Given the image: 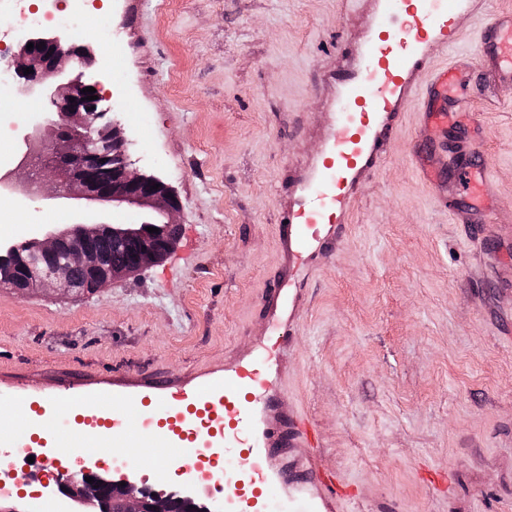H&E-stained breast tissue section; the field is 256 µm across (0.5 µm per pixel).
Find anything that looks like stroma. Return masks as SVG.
Here are the masks:
<instances>
[{"label": "stroma", "mask_w": 512, "mask_h": 512, "mask_svg": "<svg viewBox=\"0 0 512 512\" xmlns=\"http://www.w3.org/2000/svg\"><path fill=\"white\" fill-rule=\"evenodd\" d=\"M457 36L431 65L479 63L475 35L512 0H448ZM84 29L45 27L88 49L137 169L178 196L180 236L161 260L99 292L0 288V449L30 407L51 404L59 462L19 463L0 512H94L55 493L97 432L59 438L75 407L135 409L224 378V365L274 333L265 290L281 274L278 232L330 115L322 78L344 71L374 0H95ZM111 22L113 43L100 27ZM456 122L477 113L471 182L446 198L425 182L444 159L423 144L416 107L400 112L386 159L355 187L331 258L314 256L283 355L286 401L308 416L319 463L352 495L340 512H512V84L470 75ZM45 103L0 108V155ZM124 204L59 200L40 214L0 196V225L132 224ZM166 456L131 445L101 464L111 479L222 505L224 480L191 489Z\"/></svg>", "instance_id": "obj_1"}]
</instances>
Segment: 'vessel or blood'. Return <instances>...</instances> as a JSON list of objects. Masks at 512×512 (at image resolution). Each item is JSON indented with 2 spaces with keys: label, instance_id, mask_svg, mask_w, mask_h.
<instances>
[{
  "label": "vessel or blood",
  "instance_id": "vessel-or-blood-1",
  "mask_svg": "<svg viewBox=\"0 0 512 512\" xmlns=\"http://www.w3.org/2000/svg\"><path fill=\"white\" fill-rule=\"evenodd\" d=\"M372 32L358 53L356 67L339 76L340 95L330 106L331 122L320 161L298 182L296 205L283 217L280 243L285 272L268 289L269 312L281 326L291 325L296 301L309 275L315 252H328L341 237V217L349 208L355 186L375 168L386 152L392 121L410 103L420 105L427 140L442 139L448 114L455 111L462 90L458 69L431 70L420 47L427 38L448 39V9L442 0H379ZM486 71L512 74V14L490 18L477 34ZM430 69L425 88H416L413 72ZM289 342L282 334L263 343L258 354L243 356L224 366V381L190 392L172 402L158 403L154 420H169L188 411H216L224 417V432L209 445L224 451V512H243L244 501L278 496L288 483V472H272L270 456L284 448H306L307 482L322 496L325 512H334L340 499L333 477L318 466L313 448L320 442L310 420L281 399V356ZM140 453L157 448L176 453V439L157 441L144 430L122 432L113 427L96 453L108 454L120 442Z\"/></svg>",
  "mask_w": 512,
  "mask_h": 512
}]
</instances>
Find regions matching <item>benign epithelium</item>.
<instances>
[{
  "label": "benign epithelium",
  "instance_id": "obj_1",
  "mask_svg": "<svg viewBox=\"0 0 512 512\" xmlns=\"http://www.w3.org/2000/svg\"><path fill=\"white\" fill-rule=\"evenodd\" d=\"M33 43L27 50V43ZM45 46H40V43ZM77 60L78 73L68 77L65 65ZM12 69L19 78L16 93L37 92L45 100L42 121L23 135L26 149L38 148L42 169L52 172L55 191L50 200L77 199L127 204L153 212L158 220L170 227L179 223L181 211L178 197L156 177L146 176L133 166L109 124H100L109 109L102 107L107 100L100 83L85 74L86 55L67 45L62 37L32 36L19 51L6 46L0 49V62ZM32 73L24 74V69ZM93 87L98 99L88 101L83 89ZM159 188H153V185ZM140 224H106L78 222L66 230L55 231L48 224L37 225L35 236L24 242L0 241V261L14 257L25 245L37 254L47 267L41 275H29L0 282L19 293L34 289L73 290L70 268L80 267L91 278L94 291L115 281L140 272L167 254L174 244L164 233H146ZM103 235L135 243L132 260L119 271H109L102 255L92 242ZM64 252L68 264H55L52 257ZM102 481L94 486L85 478ZM58 491L67 497H80L97 506V512H211L188 495H152L130 481L125 485L110 480L90 467L79 473L58 474Z\"/></svg>",
  "mask_w": 512,
  "mask_h": 512
}]
</instances>
